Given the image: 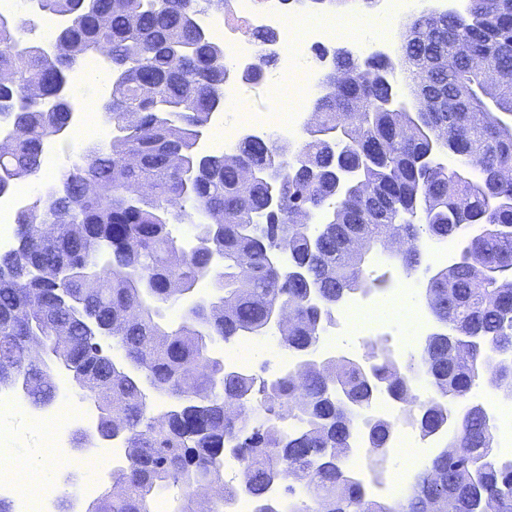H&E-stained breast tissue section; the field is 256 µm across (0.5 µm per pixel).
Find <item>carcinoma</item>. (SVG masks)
<instances>
[{"label": "carcinoma", "mask_w": 512, "mask_h": 512, "mask_svg": "<svg viewBox=\"0 0 512 512\" xmlns=\"http://www.w3.org/2000/svg\"><path fill=\"white\" fill-rule=\"evenodd\" d=\"M64 14L54 53L20 43L19 26L0 16V110L19 130L0 149V192L38 174L41 145L70 125L66 74L87 55L112 60L104 105L112 137L93 142L58 172L62 189L42 193L15 220V245L0 253V384L23 378L35 405L55 398L51 372L35 346L55 338L51 355L79 396L100 409L105 432L118 427L130 448L112 470V492L93 512H154L170 487L174 512H197L194 488L217 485L209 512H230L247 494L257 512H512V460H501L484 408L466 402L484 375L512 394V0H469L466 15L424 10L404 25L399 65L410 76L417 111L393 112L390 59L333 50V68L351 79L314 101L321 135L292 143L245 139L237 154H201L196 141L224 101V44L199 25L202 11L225 14L229 0H33ZM470 42L483 69L456 54ZM455 158L448 166L446 155ZM244 169L255 172L245 180ZM320 214L318 224L306 219ZM195 226L200 245L183 250L172 226ZM392 255L403 273L422 263L426 241L465 240L455 262L428 279L425 302L443 330L399 363L387 339L375 362L316 355L322 324L351 293L390 288L350 247ZM213 251L224 267L208 272ZM288 253V268L273 261ZM96 288L87 291L84 283ZM206 279V305L185 308L176 327L164 310L180 302L174 280ZM288 309L296 328L284 347L313 368L272 379L253 396L255 378L229 370L216 344L243 331L263 334L271 311ZM479 341L458 355L464 338ZM123 351L117 362L101 343ZM436 401L409 414L429 435L454 414V454L438 453L412 489L389 504L349 475L351 439L362 429L377 459L394 427L367 422L378 388L405 398L418 376ZM174 400L149 413L145 389ZM299 424L286 433L282 416ZM244 464L245 486L224 485L226 445ZM307 476L304 497L296 477Z\"/></svg>", "instance_id": "1"}]
</instances>
